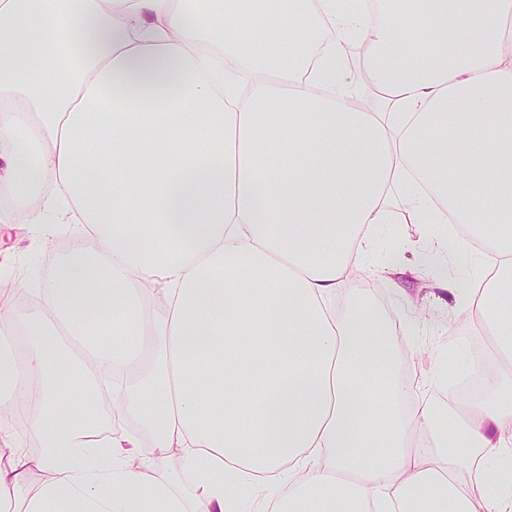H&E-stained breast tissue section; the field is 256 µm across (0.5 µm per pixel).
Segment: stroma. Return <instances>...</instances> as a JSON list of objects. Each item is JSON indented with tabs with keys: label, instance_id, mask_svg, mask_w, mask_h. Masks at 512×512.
<instances>
[{
	"label": "stroma",
	"instance_id": "obj_1",
	"mask_svg": "<svg viewBox=\"0 0 512 512\" xmlns=\"http://www.w3.org/2000/svg\"><path fill=\"white\" fill-rule=\"evenodd\" d=\"M428 224L383 225L375 250L365 258L366 265L384 263L395 249L429 234ZM71 225L58 224L51 237H44L39 225L13 222L0 223V284L32 296L39 295L49 280L48 264L58 262L68 244ZM412 298L427 308L425 320L411 326L401 346V375L420 381L419 397L443 409L452 382L447 376L449 366H462V355L455 348L469 329L452 324L448 303L435 302L421 279L410 272L381 277L366 275L351 278L337 297L341 309L372 306L396 312L403 298Z\"/></svg>",
	"mask_w": 512,
	"mask_h": 512
}]
</instances>
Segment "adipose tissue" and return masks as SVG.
Masks as SVG:
<instances>
[{
  "instance_id": "obj_1",
  "label": "adipose tissue",
  "mask_w": 512,
  "mask_h": 512,
  "mask_svg": "<svg viewBox=\"0 0 512 512\" xmlns=\"http://www.w3.org/2000/svg\"><path fill=\"white\" fill-rule=\"evenodd\" d=\"M239 3L0 0V223L77 224L0 307V437L39 444L0 512H226L228 473L257 512H512V0ZM385 224L441 225L420 266L466 225L437 285L497 327L443 427L388 313L336 308ZM174 448L189 502L146 478ZM349 43L357 44L363 43L362 50L359 53L348 55V69L345 75V81L351 90L358 94L360 98H365L368 101V105H371L375 97L373 93L368 88V85L365 82V74L363 68V59L367 48V42L363 39H357L355 41H351Z\"/></svg>"
}]
</instances>
